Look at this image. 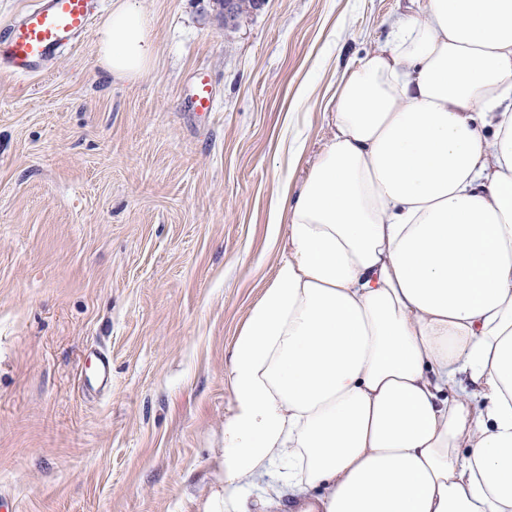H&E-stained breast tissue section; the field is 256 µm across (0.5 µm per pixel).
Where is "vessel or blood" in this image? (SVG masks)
Returning a JSON list of instances; mask_svg holds the SVG:
<instances>
[{"mask_svg":"<svg viewBox=\"0 0 512 512\" xmlns=\"http://www.w3.org/2000/svg\"><path fill=\"white\" fill-rule=\"evenodd\" d=\"M97 0H36L0 39V60L19 77L40 72L56 51L87 34Z\"/></svg>","mask_w":512,"mask_h":512,"instance_id":"obj_1","label":"vessel or blood"}]
</instances>
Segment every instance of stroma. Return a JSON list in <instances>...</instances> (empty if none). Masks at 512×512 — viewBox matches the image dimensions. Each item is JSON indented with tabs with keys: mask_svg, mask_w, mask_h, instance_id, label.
<instances>
[{
	"mask_svg": "<svg viewBox=\"0 0 512 512\" xmlns=\"http://www.w3.org/2000/svg\"><path fill=\"white\" fill-rule=\"evenodd\" d=\"M138 5L156 46L140 78L107 72L93 32L44 72L0 68L9 512H218L225 371L288 253L273 190H300L330 96L407 0H266L232 26L220 0ZM201 75L209 112L191 104Z\"/></svg>",
	"mask_w": 512,
	"mask_h": 512,
	"instance_id": "1",
	"label": "stroma"
}]
</instances>
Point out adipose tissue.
Segmentation results:
<instances>
[{
  "instance_id": "adipose-tissue-1",
  "label": "adipose tissue",
  "mask_w": 512,
  "mask_h": 512,
  "mask_svg": "<svg viewBox=\"0 0 512 512\" xmlns=\"http://www.w3.org/2000/svg\"><path fill=\"white\" fill-rule=\"evenodd\" d=\"M98 54L147 73L136 0ZM328 105L232 348L223 512L272 473L320 512H512V0H412Z\"/></svg>"
}]
</instances>
